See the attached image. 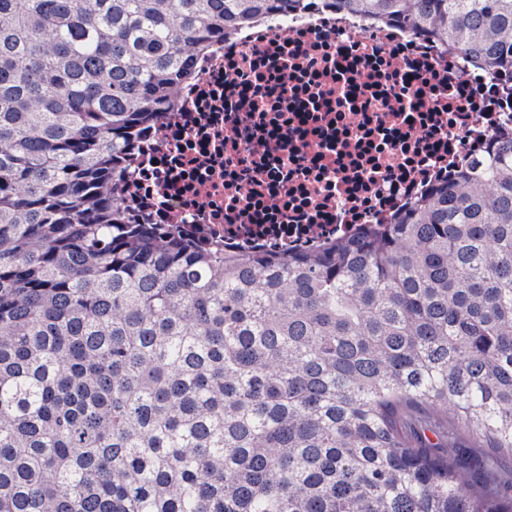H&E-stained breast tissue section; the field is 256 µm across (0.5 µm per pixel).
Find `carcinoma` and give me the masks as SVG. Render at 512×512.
<instances>
[{
	"label": "carcinoma",
	"mask_w": 512,
	"mask_h": 512,
	"mask_svg": "<svg viewBox=\"0 0 512 512\" xmlns=\"http://www.w3.org/2000/svg\"><path fill=\"white\" fill-rule=\"evenodd\" d=\"M298 0H0V512H512V132L388 224H129L131 142ZM512 74V0H334ZM451 405L476 447L412 443Z\"/></svg>",
	"instance_id": "obj_1"
}]
</instances>
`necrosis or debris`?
Instances as JSON below:
<instances>
[{
    "instance_id": "obj_1",
    "label": "necrosis or debris",
    "mask_w": 512,
    "mask_h": 512,
    "mask_svg": "<svg viewBox=\"0 0 512 512\" xmlns=\"http://www.w3.org/2000/svg\"><path fill=\"white\" fill-rule=\"evenodd\" d=\"M512 129V77L396 22L303 0L215 44L131 151L132 222L238 252L317 250L389 223Z\"/></svg>"
}]
</instances>
